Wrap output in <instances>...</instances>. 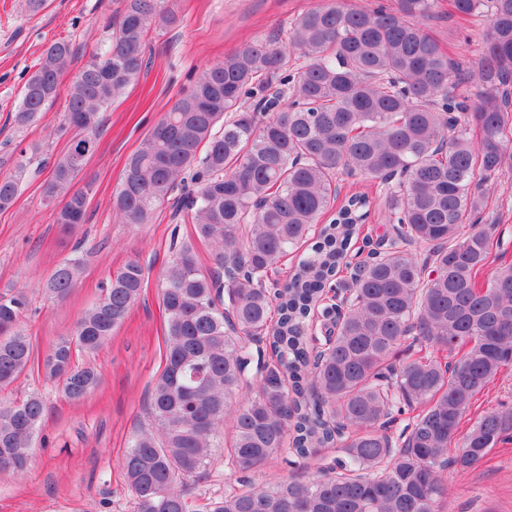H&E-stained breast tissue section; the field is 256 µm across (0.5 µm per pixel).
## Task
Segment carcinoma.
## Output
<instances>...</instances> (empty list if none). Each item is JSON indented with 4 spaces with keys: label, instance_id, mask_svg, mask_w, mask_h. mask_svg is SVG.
Returning <instances> with one entry per match:
<instances>
[{
    "label": "carcinoma",
    "instance_id": "cac0c4a2",
    "mask_svg": "<svg viewBox=\"0 0 512 512\" xmlns=\"http://www.w3.org/2000/svg\"><path fill=\"white\" fill-rule=\"evenodd\" d=\"M435 7L311 8L203 67L127 158L113 196L119 222L149 224L172 198L174 217L193 225L212 261L203 269L184 243L162 273L152 427L133 433L123 461L134 512H442L444 472L512 441V409L485 410L462 429L490 384L512 373V262H493L497 225L483 216L493 181L512 175V0H450L461 20L486 22L466 62L424 28ZM116 14L68 86L70 148L89 128L99 134L104 112L147 68L152 34L183 22L168 0H119ZM73 53L68 40L43 51L16 129L56 101ZM472 78L481 90L470 99L460 88ZM86 164L54 162L44 189L66 229L86 223L90 187H76ZM26 172L19 160L0 173V211ZM344 176L378 195L336 204ZM376 207L385 229L373 237L364 225ZM325 215L313 255L284 292L271 291L270 272ZM355 246L361 273L341 280ZM83 266L77 255L61 261L45 294L66 300ZM144 284L138 260L108 275L42 363L19 328L25 291L0 294V390L41 368L69 401L84 400L99 383L86 358L112 338ZM315 314L331 328L312 361L302 328ZM245 337L270 351L254 388ZM403 344L409 355L398 361ZM45 411L38 391L0 401V470L27 468ZM228 417L227 468L244 489L196 503L183 485L206 469ZM324 448L340 456L316 478L250 480L278 454L301 468Z\"/></svg>",
    "mask_w": 512,
    "mask_h": 512
}]
</instances>
